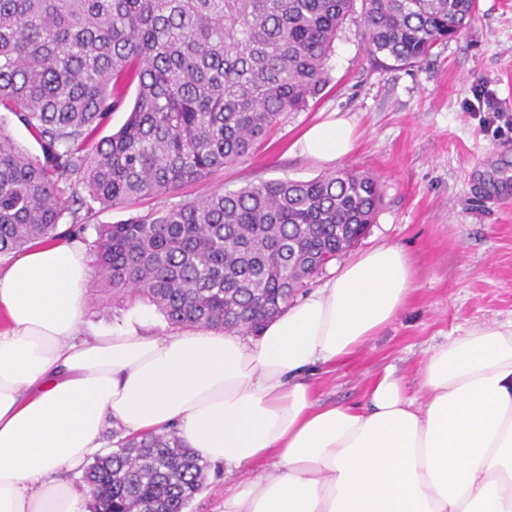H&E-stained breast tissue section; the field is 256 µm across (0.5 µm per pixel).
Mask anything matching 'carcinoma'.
<instances>
[{
	"label": "carcinoma",
	"instance_id": "cac0c4a2",
	"mask_svg": "<svg viewBox=\"0 0 512 512\" xmlns=\"http://www.w3.org/2000/svg\"><path fill=\"white\" fill-rule=\"evenodd\" d=\"M477 0H0V255L56 237L80 211L158 197L253 153L286 112L332 80L344 24L360 12L368 53L427 59ZM135 103L106 139L97 131ZM382 203L374 176L343 168L260 180L119 224L90 245L101 291L136 297L175 329L256 331L359 240ZM205 460L173 430L123 437L84 480L92 512H185ZM135 95V88L132 87L127 95L125 106L117 112H112L107 122L99 129V139L112 135L125 123L133 106ZM2 117H6L5 128L11 134L12 138L22 147L27 149L31 154H40L39 146L31 137L30 133L22 125L12 121L9 114L6 112H0Z\"/></svg>",
	"mask_w": 512,
	"mask_h": 512
}]
</instances>
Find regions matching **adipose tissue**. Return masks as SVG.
Masks as SVG:
<instances>
[{"mask_svg":"<svg viewBox=\"0 0 512 512\" xmlns=\"http://www.w3.org/2000/svg\"><path fill=\"white\" fill-rule=\"evenodd\" d=\"M354 140L335 118L296 146L333 162ZM89 277L65 236L0 270V512H84L63 475L115 425L175 428L204 460L244 472L224 512H512V324L433 348L422 400L390 369L360 404H320L304 380L405 309L415 272L401 247L361 253L248 339L132 327L80 339Z\"/></svg>","mask_w":512,"mask_h":512,"instance_id":"1","label":"adipose tissue"}]
</instances>
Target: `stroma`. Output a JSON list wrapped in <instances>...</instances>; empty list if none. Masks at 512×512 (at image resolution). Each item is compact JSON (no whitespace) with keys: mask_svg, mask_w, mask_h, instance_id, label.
Listing matches in <instances>:
<instances>
[{"mask_svg":"<svg viewBox=\"0 0 512 512\" xmlns=\"http://www.w3.org/2000/svg\"><path fill=\"white\" fill-rule=\"evenodd\" d=\"M333 80L307 110L285 113L253 155L175 192L129 208L96 209L91 221L116 224L259 180H310L343 168L376 177L382 204L366 236L333 260L310 285L324 287L347 263L382 244L403 247L416 284L399 318L353 354L311 374L321 403H359L368 385L393 369L411 388L420 385L428 350L446 337L484 324L512 322V203L493 199L490 186L512 174V0H478L472 24L426 60L400 65L366 52L359 19L336 42ZM500 116L482 123L469 109L478 88ZM348 120L357 139L347 156L321 162L293 145L331 114ZM86 230L87 239L95 232ZM84 336L125 325L146 313L140 329L172 330L154 307L134 300L112 304L87 288Z\"/></svg>","mask_w":512,"mask_h":512,"instance_id":"1","label":"stroma"}]
</instances>
